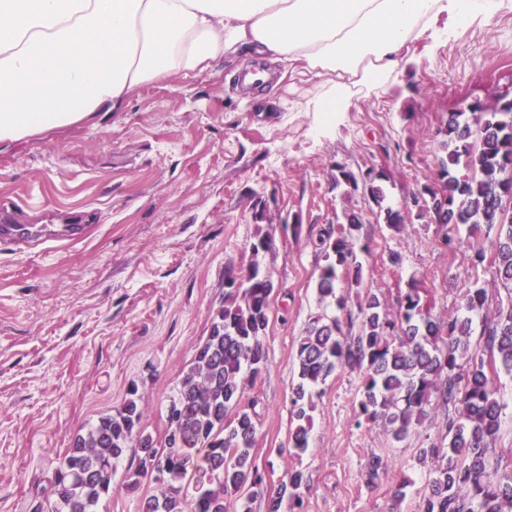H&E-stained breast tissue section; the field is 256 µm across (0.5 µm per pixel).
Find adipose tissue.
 Returning <instances> with one entry per match:
<instances>
[{
    "label": "adipose tissue",
    "instance_id": "ef3b65f1",
    "mask_svg": "<svg viewBox=\"0 0 512 512\" xmlns=\"http://www.w3.org/2000/svg\"><path fill=\"white\" fill-rule=\"evenodd\" d=\"M497 0H0V146L97 125L132 95L229 58L320 80L309 107L344 112L440 13L492 20Z\"/></svg>",
    "mask_w": 512,
    "mask_h": 512
}]
</instances>
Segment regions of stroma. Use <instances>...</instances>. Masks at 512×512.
Here are the masks:
<instances>
[{
  "label": "stroma",
  "instance_id": "1",
  "mask_svg": "<svg viewBox=\"0 0 512 512\" xmlns=\"http://www.w3.org/2000/svg\"><path fill=\"white\" fill-rule=\"evenodd\" d=\"M436 38L404 49L378 84L352 88L349 111L309 112L316 81L285 74L271 96L244 100L239 59L198 78L139 89L126 111L99 127H76L0 149V202L25 223L82 226L78 241L24 247L0 238V512H47L49 479L72 438L136 389L146 433L161 438L165 408L195 347L224 301L225 272L246 267L252 207L267 201L277 223L265 265L275 291L263 338L266 367L245 400L259 412L254 448L269 493L288 468L310 478L301 512H420L442 418L401 442L378 425H357L360 379L346 370L321 386L309 449L281 455L291 428L297 348L319 312L323 264L314 243L346 210L359 212L362 289L395 305L416 285L433 313L458 308L461 290L489 283L465 225L417 220L392 235L362 191L344 193L337 165L385 173L389 203L409 206L436 167L435 132L456 103L512 88V0L492 22L443 14ZM450 235L454 247L441 243ZM400 251V267L388 263ZM502 405L492 454L512 470V375L491 371ZM383 459L373 485L364 465ZM127 456L98 512H141L156 485L126 486ZM409 480L402 501L393 493Z\"/></svg>",
  "mask_w": 512,
  "mask_h": 512
}]
</instances>
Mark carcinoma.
Segmentation results:
<instances>
[{"instance_id":"obj_1","label":"carcinoma","mask_w":512,"mask_h":512,"mask_svg":"<svg viewBox=\"0 0 512 512\" xmlns=\"http://www.w3.org/2000/svg\"><path fill=\"white\" fill-rule=\"evenodd\" d=\"M439 145L430 183L413 195L415 210L387 203L383 174L359 178L336 165L333 181L351 191L363 189L377 208L376 217L393 234L416 216L443 228L470 224L494 233L488 272L497 295L473 284L462 289L464 312L436 316L421 304L415 288L397 298V310L369 291L348 309L349 295L336 293L339 273L359 286L362 265L355 252L362 216L343 212L344 223L321 232L325 265L317 279L319 301H334L355 317L357 332H344L327 314L312 318L298 343V372L292 385L291 429L282 455L309 448L315 389L337 369L362 376L358 418L381 425L400 442L442 409L444 436L421 449V459L437 461L421 512H512V473H501L489 445L500 429L498 389L485 368L512 374V213L503 201L512 195V106L496 98L477 102L466 112H450L436 132ZM466 173L457 174L458 167ZM448 186V202L436 200L434 185ZM256 231L246 269L225 274L224 302L214 312L208 336L196 347L176 394L167 406V432L156 441L142 427L137 388L122 406L103 413L84 434H77L52 473L49 512H97L112 493L118 465L132 448H159L166 460L157 493L142 512H228V498L248 504L266 499V512H299L306 474L291 468L279 491L265 496L263 477L252 449L257 435L255 404H242L248 382L266 366L263 337L269 323L275 284L258 256L277 246V225L267 202L254 204ZM479 330L481 348L471 337Z\"/></svg>"}]
</instances>
